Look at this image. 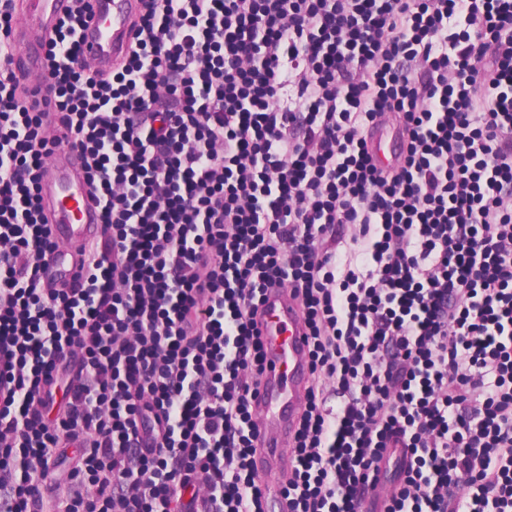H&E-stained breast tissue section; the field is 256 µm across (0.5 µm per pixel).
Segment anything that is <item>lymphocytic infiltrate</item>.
<instances>
[{"label": "lymphocytic infiltrate", "mask_w": 512, "mask_h": 512, "mask_svg": "<svg viewBox=\"0 0 512 512\" xmlns=\"http://www.w3.org/2000/svg\"><path fill=\"white\" fill-rule=\"evenodd\" d=\"M17 2L0 512H267L251 400L282 287L311 362L284 512H512V0H139L106 73L69 0L39 83ZM60 148L102 228L47 288Z\"/></svg>", "instance_id": "1"}]
</instances>
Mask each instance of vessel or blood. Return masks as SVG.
Returning <instances> with one entry per match:
<instances>
[{
  "label": "vessel or blood",
  "mask_w": 512,
  "mask_h": 512,
  "mask_svg": "<svg viewBox=\"0 0 512 512\" xmlns=\"http://www.w3.org/2000/svg\"><path fill=\"white\" fill-rule=\"evenodd\" d=\"M66 0H21L14 39L32 78L44 74V41L63 12ZM135 0H94V19L85 31V47L94 71L119 65L131 40ZM52 237L58 243L55 268L70 275L76 248L101 231L100 210L90 200L85 175L74 154L56 151L41 179ZM261 332L268 345L263 382L253 399L259 415L261 442L255 461L262 475L280 473L288 465V441L305 402L310 370L308 330L287 291L266 293Z\"/></svg>",
  "instance_id": "1"
}]
</instances>
